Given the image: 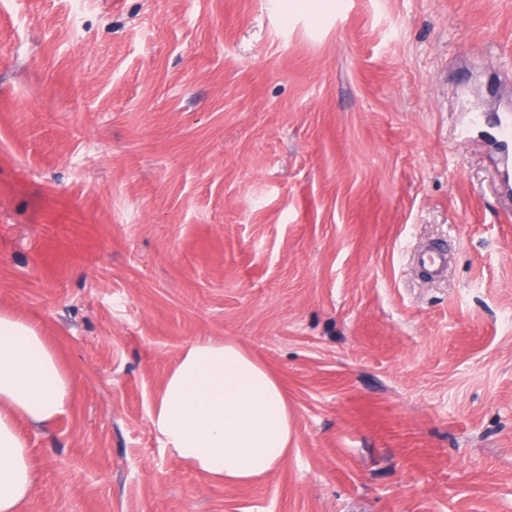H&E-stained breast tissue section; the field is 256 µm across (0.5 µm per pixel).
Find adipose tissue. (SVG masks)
Wrapping results in <instances>:
<instances>
[{"instance_id": "adipose-tissue-1", "label": "adipose tissue", "mask_w": 512, "mask_h": 512, "mask_svg": "<svg viewBox=\"0 0 512 512\" xmlns=\"http://www.w3.org/2000/svg\"><path fill=\"white\" fill-rule=\"evenodd\" d=\"M71 380L39 329L0 312V512H23L34 468L22 424L68 414ZM164 447L209 480L245 482L283 462L292 435L280 384L233 342L188 344L151 416Z\"/></svg>"}]
</instances>
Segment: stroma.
<instances>
[{"label": "stroma", "mask_w": 512, "mask_h": 512, "mask_svg": "<svg viewBox=\"0 0 512 512\" xmlns=\"http://www.w3.org/2000/svg\"><path fill=\"white\" fill-rule=\"evenodd\" d=\"M511 113L512 0H0V310L75 379L27 512H512ZM209 340L288 398L249 483L151 422Z\"/></svg>", "instance_id": "1"}]
</instances>
